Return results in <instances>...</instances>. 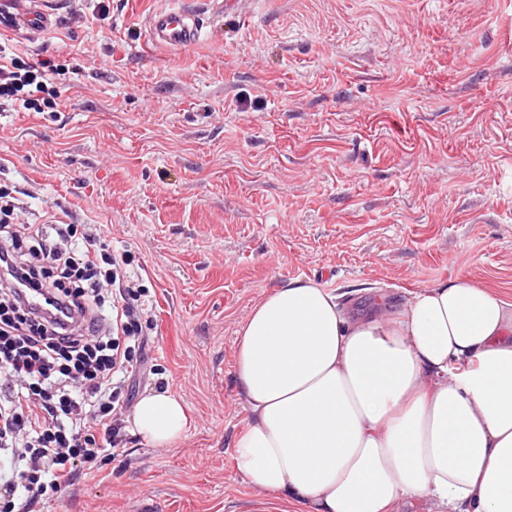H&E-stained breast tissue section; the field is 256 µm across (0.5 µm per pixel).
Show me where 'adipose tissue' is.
Instances as JSON below:
<instances>
[{
  "instance_id": "1",
  "label": "adipose tissue",
  "mask_w": 512,
  "mask_h": 512,
  "mask_svg": "<svg viewBox=\"0 0 512 512\" xmlns=\"http://www.w3.org/2000/svg\"><path fill=\"white\" fill-rule=\"evenodd\" d=\"M250 484L303 512H512V302L465 277L351 316L292 281L251 308L235 350ZM183 401L145 393L136 432L183 437Z\"/></svg>"
}]
</instances>
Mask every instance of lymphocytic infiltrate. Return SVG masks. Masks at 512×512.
<instances>
[{"instance_id":"f902f5d3","label":"lymphocytic infiltrate","mask_w":512,"mask_h":512,"mask_svg":"<svg viewBox=\"0 0 512 512\" xmlns=\"http://www.w3.org/2000/svg\"><path fill=\"white\" fill-rule=\"evenodd\" d=\"M76 72L0 44V112L56 110ZM21 213L0 186V512H41L123 447L129 382L152 327L149 290L125 254L84 225L26 224Z\"/></svg>"}]
</instances>
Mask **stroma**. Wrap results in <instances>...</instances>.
Masks as SVG:
<instances>
[{
  "mask_svg": "<svg viewBox=\"0 0 512 512\" xmlns=\"http://www.w3.org/2000/svg\"><path fill=\"white\" fill-rule=\"evenodd\" d=\"M167 0H63L20 55L76 58L54 112H0V183L130 255L153 374L189 426L126 443L43 512H298L235 466L234 353L265 293L311 280L357 306L466 276L512 301V0H186L193 46L146 36Z\"/></svg>",
  "mask_w": 512,
  "mask_h": 512,
  "instance_id": "obj_1",
  "label": "stroma"
}]
</instances>
